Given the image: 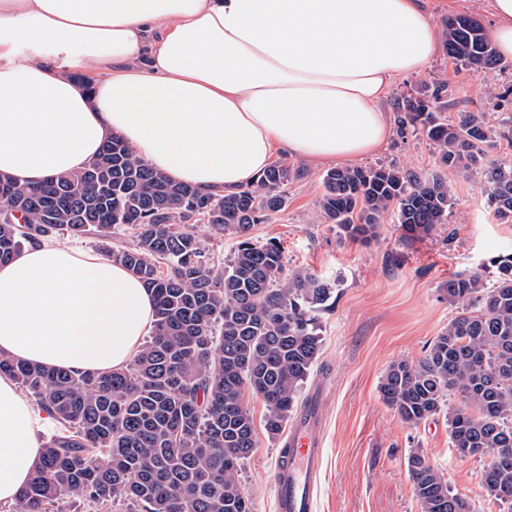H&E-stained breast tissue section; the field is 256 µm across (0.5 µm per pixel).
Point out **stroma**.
Here are the masks:
<instances>
[{"label": "stroma", "instance_id": "35a3bbf8", "mask_svg": "<svg viewBox=\"0 0 512 512\" xmlns=\"http://www.w3.org/2000/svg\"><path fill=\"white\" fill-rule=\"evenodd\" d=\"M448 82L453 97L440 104L444 116L490 112L488 92L512 76L471 73L437 49L426 73L397 82L384 109L396 118L405 97L429 96ZM276 163L301 170L285 189L286 208L267 224L250 230L253 240L280 242L285 270L314 273L334 288L335 301L319 313L322 354L308 387L328 396L324 419V465L316 512H420L408 469L418 453L443 471L452 489L469 497L475 512H500L481 487L485 460L459 456L448 438L445 416L412 425L401 420L379 393L380 380L396 360L421 358L454 316L442 286L450 276L489 266L512 255V224L493 217L483 186L455 171L445 179L454 206L448 223L428 235L405 238L401 225L387 220L364 246L341 237L318 208L326 169L284 154ZM364 165H389L426 176L436 169V153L423 135L393 134L387 147L364 158ZM257 446L246 460L241 482L254 512H276L272 473L282 440L264 430L265 405L251 396Z\"/></svg>", "mask_w": 512, "mask_h": 512}]
</instances>
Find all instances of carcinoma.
I'll list each match as a JSON object with an SVG mask.
<instances>
[{"mask_svg":"<svg viewBox=\"0 0 512 512\" xmlns=\"http://www.w3.org/2000/svg\"><path fill=\"white\" fill-rule=\"evenodd\" d=\"M443 48L474 71L504 73L481 21H444ZM431 99L405 100L400 131L435 146L438 172L422 177L397 165L346 167L322 177L321 216L341 234L367 244L394 216L411 238L448 223L453 202L440 172L454 170L487 189L501 224H512V160L484 161V146L512 137V113L497 124L482 112L440 121ZM302 176L270 167L253 184L227 193L177 183L136 158L114 136L82 170L25 188L0 176V263L27 243L60 235L93 236L112 261L131 270L155 299L152 333L133 364L79 379L0 355L7 374L57 423L43 462L11 512H64V499L88 512H253L240 473L256 447L249 391L266 406L264 427L278 438L316 366L322 340L312 313L329 308L331 284L307 271L284 275L275 242L249 236L285 208V186ZM203 220L237 239L224 269L210 265L189 230ZM134 231V244L112 245V230ZM493 275L460 273L444 293L456 315L415 362H392L379 386L382 400L406 423L448 413L459 455L490 456L486 495L512 512V256L491 261ZM459 404L447 405V397ZM421 512H472L443 473L415 453L408 458Z\"/></svg>","mask_w":512,"mask_h":512,"instance_id":"obj_1","label":"carcinoma"}]
</instances>
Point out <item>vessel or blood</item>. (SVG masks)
Listing matches in <instances>:
<instances>
[{"instance_id": "1", "label": "vessel or blood", "mask_w": 512, "mask_h": 512, "mask_svg": "<svg viewBox=\"0 0 512 512\" xmlns=\"http://www.w3.org/2000/svg\"><path fill=\"white\" fill-rule=\"evenodd\" d=\"M326 402L323 388L308 394L279 452L272 475L276 512H313L323 466L321 431Z\"/></svg>"}]
</instances>
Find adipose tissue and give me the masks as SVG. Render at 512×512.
Segmentation results:
<instances>
[{
  "label": "adipose tissue",
  "instance_id": "adipose-tissue-1",
  "mask_svg": "<svg viewBox=\"0 0 512 512\" xmlns=\"http://www.w3.org/2000/svg\"><path fill=\"white\" fill-rule=\"evenodd\" d=\"M437 42L421 0H0V174L36 186L115 136L209 191L254 182L281 152L352 163L386 146L382 104ZM154 319L135 275L75 245L42 240L0 263V355L104 374ZM51 424L0 375L1 507Z\"/></svg>",
  "mask_w": 512,
  "mask_h": 512
}]
</instances>
